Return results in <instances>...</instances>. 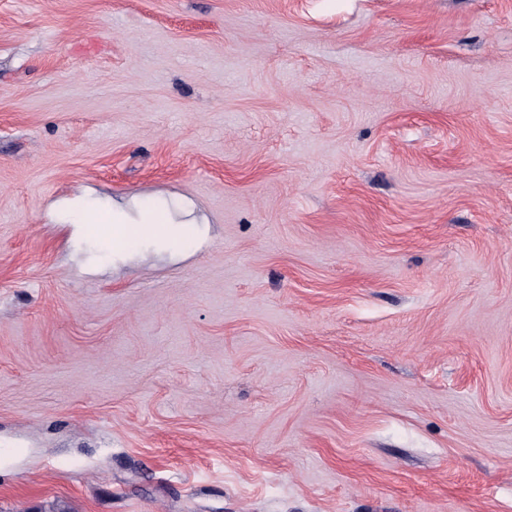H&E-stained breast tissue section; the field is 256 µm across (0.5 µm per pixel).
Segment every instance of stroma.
<instances>
[{
  "label": "stroma",
  "mask_w": 512,
  "mask_h": 512,
  "mask_svg": "<svg viewBox=\"0 0 512 512\" xmlns=\"http://www.w3.org/2000/svg\"><path fill=\"white\" fill-rule=\"evenodd\" d=\"M91 191L206 232L111 271ZM0 512H512V0H0Z\"/></svg>",
  "instance_id": "stroma-1"
}]
</instances>
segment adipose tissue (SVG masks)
I'll return each mask as SVG.
<instances>
[{
    "label": "adipose tissue",
    "mask_w": 512,
    "mask_h": 512,
    "mask_svg": "<svg viewBox=\"0 0 512 512\" xmlns=\"http://www.w3.org/2000/svg\"><path fill=\"white\" fill-rule=\"evenodd\" d=\"M77 215L83 231L101 236L116 263L133 258L147 243L158 252L179 255L201 234L184 208L162 203L116 199L103 210L86 202Z\"/></svg>",
    "instance_id": "obj_1"
}]
</instances>
